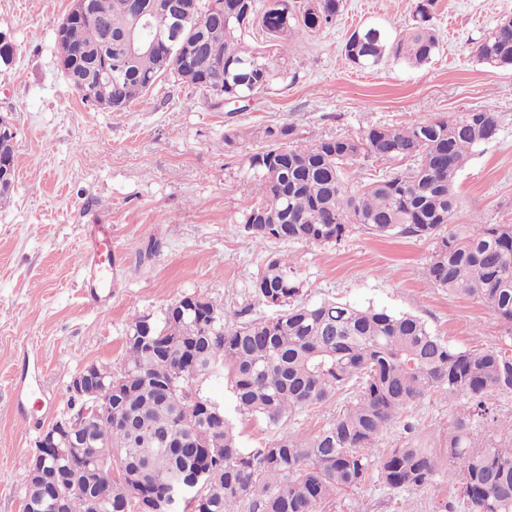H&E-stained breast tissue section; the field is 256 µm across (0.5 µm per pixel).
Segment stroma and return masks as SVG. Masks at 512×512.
Instances as JSON below:
<instances>
[{"mask_svg": "<svg viewBox=\"0 0 512 512\" xmlns=\"http://www.w3.org/2000/svg\"><path fill=\"white\" fill-rule=\"evenodd\" d=\"M440 50L412 67L387 61L361 71L342 46L356 27L378 20L397 33L416 0H342L332 27L292 45L288 78L243 111L166 80L124 112L84 102L57 64L56 29L71 0H0V29L17 45L0 70V114L16 133V182L0 201V512H22L23 462L41 431L72 413L67 385L87 363L117 365L133 319H161L191 294L228 309L267 315L251 283L274 255L287 257L308 303L337 301L420 317L451 347L503 348L508 330L479 299L430 287L428 240L380 238L353 226L330 245L243 237L247 154L266 128L291 125L304 143L355 137L492 106L500 132L475 148L458 173L454 221L512 224V67L480 63L473 49L512 0H435ZM235 135L226 144L225 135ZM92 224L112 227L120 262L110 293L89 300L81 250ZM159 241V254L138 250ZM39 357L46 401H29L26 420L10 407L23 375L22 348ZM460 403L433 393L411 405L379 448L447 451L446 429ZM465 512L457 471L442 466L434 485L392 491L370 481L337 496L331 512Z\"/></svg>", "mask_w": 512, "mask_h": 512, "instance_id": "obj_1", "label": "stroma"}]
</instances>
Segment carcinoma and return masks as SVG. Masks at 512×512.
Wrapping results in <instances>:
<instances>
[{"label": "carcinoma", "instance_id": "carcinoma-1", "mask_svg": "<svg viewBox=\"0 0 512 512\" xmlns=\"http://www.w3.org/2000/svg\"><path fill=\"white\" fill-rule=\"evenodd\" d=\"M152 31L162 38L157 55L126 53L122 35L134 25L130 0H89L95 16L65 27L73 62L89 74L102 56L106 28L112 81L90 85L93 98L124 111L161 80L233 102L258 97L286 79L288 47L341 14L342 0H190L195 19L182 25L161 0H140ZM434 0H417L412 23L398 34L371 24L356 28L343 52L349 63L375 68L389 58L411 66L429 63L440 50ZM259 28L268 49L249 46ZM178 36L200 56L192 76L169 54ZM483 64L512 66V16L475 47ZM499 123L483 106L449 117L397 127H371L357 137L336 136L293 143L288 125L265 130L266 145L247 156L257 196L242 217L249 237L312 244L336 243L353 224L379 237L431 240L428 284L455 296L480 299L512 328V224L453 223L455 178L474 148L492 143ZM16 134L0 125V167L16 168ZM400 161L406 167L379 179L355 182L348 169L360 161ZM266 223L255 224L257 208ZM258 302L275 309L262 318L230 312L198 295L170 304L161 320L138 317L126 336L119 370L101 364L112 386L99 397L112 400V424L92 425L101 440L87 449L121 458L122 480L100 479L110 512H131L130 501L161 497L172 484L198 472L210 482L186 504L190 512H324L344 491L376 477L389 490L423 488L435 481L440 460L427 448H390L375 454L380 437L408 407L428 394L465 400L448 427V462L458 468L468 512H512V447L478 444L474 431L491 424L496 393L512 389V357L495 348L456 350L420 318L373 307L357 308L299 300L302 284L288 263L269 260L253 281ZM221 374L235 411L259 416L274 431L259 448H242L230 416L212 420L201 384ZM355 395L323 428L303 436L285 418L323 406L349 389ZM167 430L175 443L155 438Z\"/></svg>", "mask_w": 512, "mask_h": 512}]
</instances>
